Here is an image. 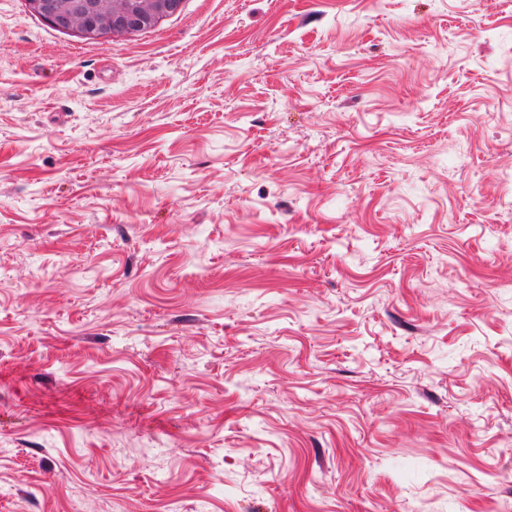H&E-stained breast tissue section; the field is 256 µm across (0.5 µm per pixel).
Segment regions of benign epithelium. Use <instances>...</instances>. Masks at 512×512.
I'll return each mask as SVG.
<instances>
[{
	"instance_id": "7a95c632",
	"label": "benign epithelium",
	"mask_w": 512,
	"mask_h": 512,
	"mask_svg": "<svg viewBox=\"0 0 512 512\" xmlns=\"http://www.w3.org/2000/svg\"><path fill=\"white\" fill-rule=\"evenodd\" d=\"M55 28L90 39L131 35L180 8L179 0H28Z\"/></svg>"
}]
</instances>
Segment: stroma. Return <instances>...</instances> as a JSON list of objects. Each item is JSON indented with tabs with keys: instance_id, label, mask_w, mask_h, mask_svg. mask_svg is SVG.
I'll use <instances>...</instances> for the list:
<instances>
[{
	"instance_id": "stroma-1",
	"label": "stroma",
	"mask_w": 512,
	"mask_h": 512,
	"mask_svg": "<svg viewBox=\"0 0 512 512\" xmlns=\"http://www.w3.org/2000/svg\"><path fill=\"white\" fill-rule=\"evenodd\" d=\"M512 0H0V512H512ZM56 29L90 39L131 35L178 11V0H28Z\"/></svg>"
}]
</instances>
